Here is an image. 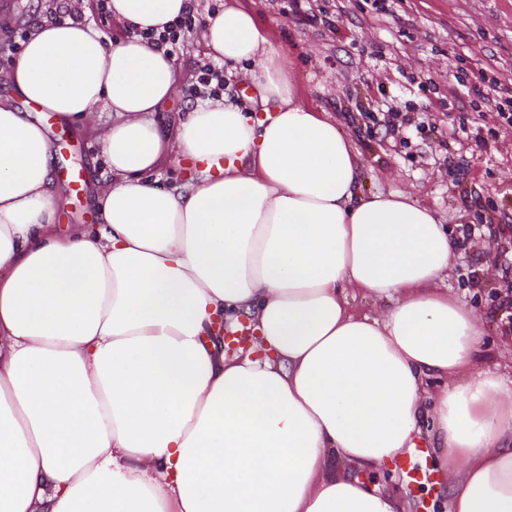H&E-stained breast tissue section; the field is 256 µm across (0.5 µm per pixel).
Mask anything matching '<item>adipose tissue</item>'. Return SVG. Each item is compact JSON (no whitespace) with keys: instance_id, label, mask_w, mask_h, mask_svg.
Wrapping results in <instances>:
<instances>
[{"instance_id":"1","label":"adipose tissue","mask_w":512,"mask_h":512,"mask_svg":"<svg viewBox=\"0 0 512 512\" xmlns=\"http://www.w3.org/2000/svg\"><path fill=\"white\" fill-rule=\"evenodd\" d=\"M191 0H111L133 29L30 33L0 98V512H407L387 465L435 439L450 512H512V365L448 289L455 240L282 78L252 14L205 16L264 117L209 101L163 132L174 58L141 41ZM88 131L101 223L64 201L40 116ZM193 181L164 190L169 164ZM381 303L353 310L349 290ZM249 328V345L225 335Z\"/></svg>"}]
</instances>
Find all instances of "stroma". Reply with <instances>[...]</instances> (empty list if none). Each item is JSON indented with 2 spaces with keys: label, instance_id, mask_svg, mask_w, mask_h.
<instances>
[{
  "label": "stroma",
  "instance_id": "35a3bbf8",
  "mask_svg": "<svg viewBox=\"0 0 512 512\" xmlns=\"http://www.w3.org/2000/svg\"><path fill=\"white\" fill-rule=\"evenodd\" d=\"M60 0H0V48L17 32L53 18ZM266 31L284 78L303 101L329 113L360 153L364 190L398 191L465 232L446 286L480 314L496 337L499 290L512 262V126L494 105L473 106L461 84L478 72L495 76L512 97V0H238ZM183 75L154 118L170 129L177 113L196 108L187 88L205 62L192 34L175 53ZM55 152L53 179L64 206L60 229L100 221L95 192L105 180L93 137L43 114ZM424 473L414 483L389 468L387 487L410 512H445L450 496L435 482L432 450L411 454Z\"/></svg>",
  "mask_w": 512,
  "mask_h": 512
}]
</instances>
